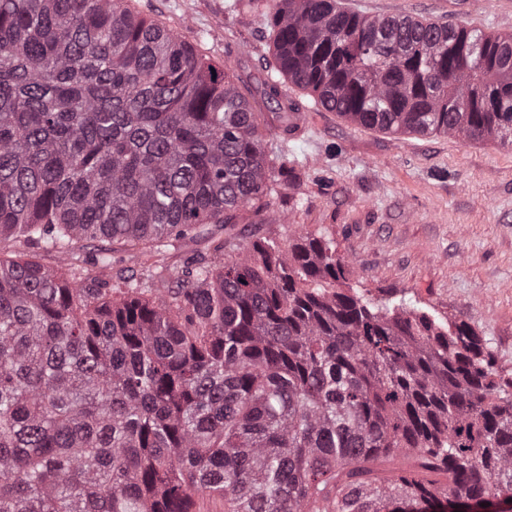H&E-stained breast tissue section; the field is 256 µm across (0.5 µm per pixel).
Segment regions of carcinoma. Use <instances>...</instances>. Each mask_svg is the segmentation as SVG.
<instances>
[{
	"mask_svg": "<svg viewBox=\"0 0 512 512\" xmlns=\"http://www.w3.org/2000/svg\"><path fill=\"white\" fill-rule=\"evenodd\" d=\"M314 105L512 148V35L235 0ZM230 67L128 0H0V512H445L512 499L466 322L343 291L336 242L214 238L277 189ZM283 122L299 103L269 76ZM213 254L173 271V241ZM99 240L100 272L84 242ZM149 256L114 269L111 246ZM62 257L55 267L41 253Z\"/></svg>",
	"mask_w": 512,
	"mask_h": 512,
	"instance_id": "cac0c4a2",
	"label": "carcinoma"
}]
</instances>
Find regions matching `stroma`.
<instances>
[{"instance_id":"stroma-1","label":"stroma","mask_w":512,"mask_h":512,"mask_svg":"<svg viewBox=\"0 0 512 512\" xmlns=\"http://www.w3.org/2000/svg\"><path fill=\"white\" fill-rule=\"evenodd\" d=\"M368 15L409 14L512 34V0H341ZM231 0H132L178 31L230 76L268 127L265 150L292 186L266 223L244 215L243 239L325 233L346 283L376 302L406 299L439 318L469 323L512 374V150L453 136L393 135L315 108L291 83L301 129L286 130L261 92L272 50L263 25Z\"/></svg>"}]
</instances>
